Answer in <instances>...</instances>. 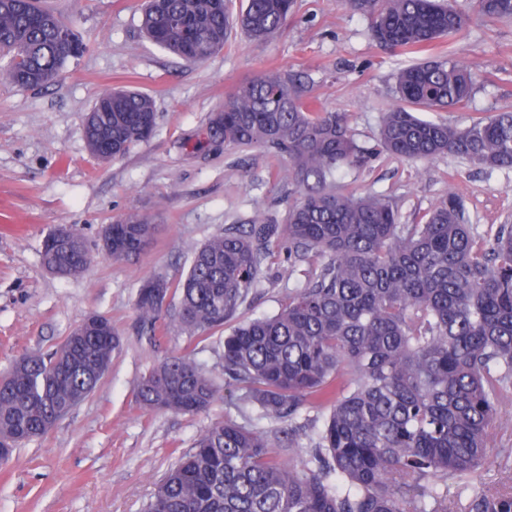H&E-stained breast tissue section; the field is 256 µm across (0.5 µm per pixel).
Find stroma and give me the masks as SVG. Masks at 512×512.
Instances as JSON below:
<instances>
[{"label": "stroma", "mask_w": 512, "mask_h": 512, "mask_svg": "<svg viewBox=\"0 0 512 512\" xmlns=\"http://www.w3.org/2000/svg\"><path fill=\"white\" fill-rule=\"evenodd\" d=\"M47 2L73 23L85 50L55 84L18 89L0 81V374L22 355L51 353L92 313L111 319L121 346L85 401L0 465V512H145L164 474L214 422L272 428L223 384L225 329L192 338L171 321L154 345L140 331L135 301L142 280H179L192 252L225 225L284 214L297 198L262 151L208 155L190 152L188 143L239 83L277 69L304 76L311 96L347 113L355 139L374 146L381 115L396 102L395 75L417 57L381 50L369 18L343 0H296L277 36H231L199 64L145 38L141 0ZM453 5L472 21L443 49L468 63L475 89L466 107L429 113V120L466 126L512 112V23L477 16L474 0ZM117 87L152 96L157 129L128 155L102 160L89 152L83 124L97 96ZM339 185L393 197L406 224L457 194L480 240L512 218V170L479 171L456 157L382 155L349 167ZM129 213L148 216L155 233L136 259L115 261L101 251V231ZM61 224L81 235L92 255L87 269L69 278L51 274L41 260L45 237ZM302 283L284 251L275 250L262 288L240 317L274 313ZM171 355L192 358L222 384L207 412L146 410L137 402L143 376ZM491 441L497 452L476 480L499 488L512 480V457L499 454L512 448V392L498 403Z\"/></svg>", "instance_id": "35a3bbf8"}]
</instances>
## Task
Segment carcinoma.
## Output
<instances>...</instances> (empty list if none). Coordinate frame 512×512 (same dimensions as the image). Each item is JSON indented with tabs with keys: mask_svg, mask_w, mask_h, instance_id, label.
Listing matches in <instances>:
<instances>
[{
	"mask_svg": "<svg viewBox=\"0 0 512 512\" xmlns=\"http://www.w3.org/2000/svg\"><path fill=\"white\" fill-rule=\"evenodd\" d=\"M371 19L377 44L392 52L426 51L461 35L469 17L449 0H347ZM480 15L512 20V0H475ZM295 0H145L147 38L188 63L224 48L235 28L250 38L277 35ZM71 31L72 43L56 32ZM81 50L72 26L43 0H0V75L16 88L60 76ZM469 66L448 53L396 74L397 104L382 113L378 147L357 144L346 113L316 105L286 71L238 85L212 113L192 151L259 149L299 198L285 223L256 215L197 248L184 279H145L136 292L142 333L159 338L162 313L202 336L236 317L261 287L273 248L306 263L303 287L276 314L239 323L224 336L225 381L258 418L291 421L307 402L327 411L299 461L277 456L276 433L232 420L212 424L164 476L147 512H454L441 487L456 485L464 512H512V488L473 483L488 458L489 427L501 391L512 385V225L477 240L463 203L450 194L415 224L401 222L388 195L336 190L355 159L385 153L409 160L465 159L512 169V112L466 127L435 123L421 112L462 108L472 98ZM86 144L105 159L152 137L153 98L115 88L95 100ZM155 225L131 214L112 224L114 260H130ZM69 244L60 250L56 233ZM43 241L44 266L61 276L90 260L67 225ZM119 339L112 323L72 332L49 356L18 359L0 377V441L18 448L87 397L107 371ZM220 396L207 372L185 355L146 374L138 389L148 409L201 413Z\"/></svg>",
	"mask_w": 512,
	"mask_h": 512,
	"instance_id": "cac0c4a2",
	"label": "carcinoma"
}]
</instances>
